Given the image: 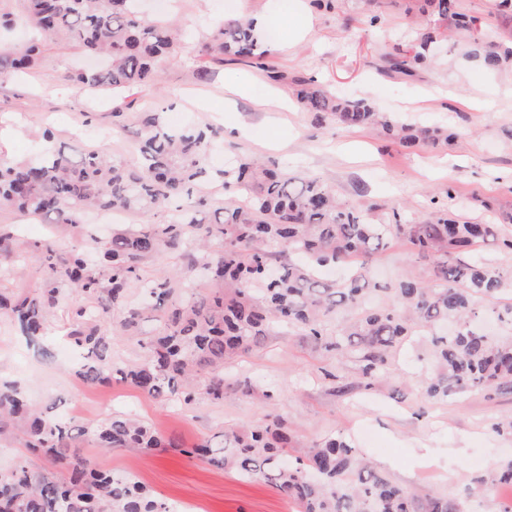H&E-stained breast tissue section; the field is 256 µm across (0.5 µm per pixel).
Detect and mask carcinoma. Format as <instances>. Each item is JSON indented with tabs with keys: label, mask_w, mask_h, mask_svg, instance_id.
<instances>
[{
	"label": "carcinoma",
	"mask_w": 512,
	"mask_h": 512,
	"mask_svg": "<svg viewBox=\"0 0 512 512\" xmlns=\"http://www.w3.org/2000/svg\"><path fill=\"white\" fill-rule=\"evenodd\" d=\"M433 13L451 18L474 40V55L489 69L512 66V47L475 36L479 20L459 8L457 0H427ZM26 18L47 38L71 44L98 59L94 69L75 70L67 80L79 91L131 90L156 81L160 62L176 44V31L145 19L134 0H23ZM438 29L421 36L419 49L391 57L387 71L410 76L435 43ZM202 51L219 60H258L266 50L251 23L215 27ZM37 45L0 55V78L35 66ZM297 97L321 121L329 114L347 125L372 127L408 147L448 141L443 128H423L378 111L364 99H349L297 81ZM41 156L0 163V209L33 217L52 216L56 224L74 227L88 212L138 211L149 217L176 199L185 203L167 224L146 221L120 230L99 246L102 260L74 248L61 254L50 243L35 246L43 268L42 284L32 292L0 288V314L8 316L30 338L42 335L46 316L66 286L94 304L76 310L71 336L86 352L81 376L90 383L107 381L110 337L100 332L96 317L115 308L123 317L115 332L142 334V323L160 310V328L143 343L145 357L118 370L121 378L157 398L179 394L190 403L197 391L224 400V362L260 344L272 323L282 322L326 335L325 318L339 308L360 307L374 291L365 258L399 235L409 237L424 256L437 257L432 282L407 280L393 290V308L365 309L360 318L339 330L329 346L358 351L359 378L370 386L386 367L390 353L412 328L427 331L436 360L424 381L432 400L480 389L490 395L512 392V337L491 340L477 330L483 317L478 303L512 329V304L495 307L512 288L499 266L460 257L478 242L496 237L493 224L430 214L421 224H407L397 211L379 216L337 200L319 177L296 180L246 161L236 170L208 165L212 147L223 141L213 125L181 129L167 125L163 111L143 112L137 151L143 165L126 164L91 151L76 159L45 135ZM220 180L251 191L241 204H226L201 213L205 200L193 199L203 182ZM194 241L193 262L209 270L207 295L193 302L173 298L174 277L164 275L143 284L148 300L127 306L130 285L140 280L142 262ZM356 266L343 280H323L315 266ZM17 433L31 450L55 456L65 475L36 473L23 465L0 471V512H171L169 505L146 493L128 476L97 469L76 448L88 436L103 449L176 448L178 444L129 415L117 414L92 429L48 419L33 410L14 386L0 384V440ZM292 438L278 416L267 425L224 436L220 446L202 442L186 449L218 468L273 485L298 500L303 512H448V499L433 494L415 499L395 486L341 436L310 445L305 461L286 463ZM486 488L512 489V460L473 478L465 494Z\"/></svg>",
	"instance_id": "cac0c4a2"
}]
</instances>
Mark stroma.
I'll return each instance as SVG.
<instances>
[{"mask_svg":"<svg viewBox=\"0 0 512 512\" xmlns=\"http://www.w3.org/2000/svg\"><path fill=\"white\" fill-rule=\"evenodd\" d=\"M459 2L480 18L481 37L512 46L511 14L497 12L492 0ZM230 5L231 0H140L144 18L173 22L183 42L161 62L158 83L129 92L132 106L118 137L107 135L111 96L78 93L65 79L85 63L78 49L45 41L28 74L0 81V129L13 130L0 140V162L35 157L40 134L48 129L55 145L71 155L97 151L136 165L139 114L150 107L163 108L173 127L243 120L246 133L220 143L209 156L211 166L256 158L291 177L325 179L346 204L375 206L383 213L399 209L410 224L424 220L433 206L448 208L471 221L497 225L498 239L479 244L473 254L512 270V256L500 247L512 238V70L487 69L468 59L463 40L443 38L413 76L381 72L383 59L413 45L418 32L450 28V21L423 15L417 0H340L331 11L301 0L308 25L296 40H289L284 28L281 44L269 46L263 65L218 63L201 55L200 43ZM233 75L253 82L256 91L286 96L288 111H256L249 95L225 89L226 77ZM296 79L366 99L398 118L446 127L454 138L445 145L407 148L377 130L349 127L331 116L316 124L292 90ZM141 221L139 214L118 213L112 224L86 232L1 209L0 225L9 226L10 236L0 241V286L31 291L41 285L35 244L49 242L64 253L79 239L92 251L96 239ZM192 250L188 241L146 260L141 277L151 280L162 270H174L181 298L203 296ZM433 266L407 238L392 239L370 258V274L382 291L370 296L369 307L386 306L390 288L402 281H432ZM84 303L65 290L36 342L0 317V382L17 386L33 407L51 417L93 427L115 413L134 415L177 440V447L162 452H109L87 438L79 444L102 468L132 476L182 512H300L273 486L184 453L203 440L219 443L225 433L266 425L275 414L286 421L295 443L289 459L302 457L304 444L341 435L411 495L447 497L449 512H502L512 501V491L505 489L463 497L475 476L512 458V436L494 430L512 415V393L490 396L474 390L427 401L420 386L436 364L423 334L393 350L380 379L364 388L356 384L355 356L327 348L301 329L277 327L259 346L225 364L223 401L199 393L186 404L148 396L117 375L95 384L80 378L81 355L66 332L73 310ZM243 384L251 386V395L241 394ZM21 463L36 472L60 470L52 457L27 449L24 437L0 442V470Z\"/></svg>","mask_w":512,"mask_h":512,"instance_id":"1","label":"stroma"}]
</instances>
